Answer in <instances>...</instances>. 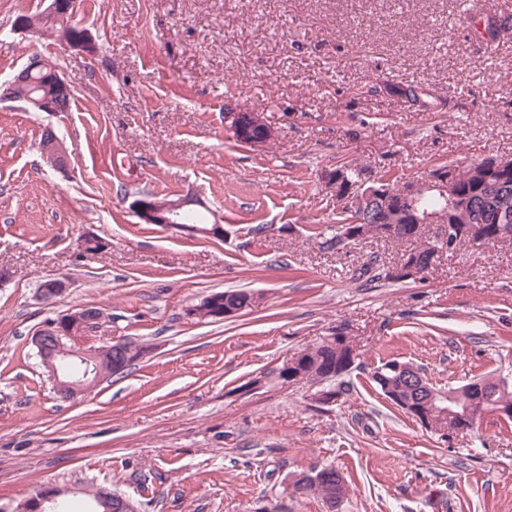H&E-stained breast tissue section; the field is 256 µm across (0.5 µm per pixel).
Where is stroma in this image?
<instances>
[{
	"label": "stroma",
	"instance_id": "stroma-1",
	"mask_svg": "<svg viewBox=\"0 0 512 512\" xmlns=\"http://www.w3.org/2000/svg\"><path fill=\"white\" fill-rule=\"evenodd\" d=\"M43 0H0V83L28 56L69 82L68 111L0 102V508L45 485L106 486L140 512H328L290 479L339 470L340 512H512V422L474 434L425 429L371 381L380 362L422 367L437 387L491 375L512 385V241L441 253L426 279L364 282L404 244L320 250L313 232L340 205L325 176L368 167L401 183L437 166L512 158V0H82L88 57L13 32ZM425 90L420 111L393 89ZM277 133L256 151L226 109ZM72 159L40 157L45 129ZM196 195L223 238L136 217L140 194ZM264 233H255L257 225ZM107 241L96 254L77 239ZM49 278L70 287L52 307ZM258 293L251 312L207 322L188 308L216 291ZM105 309L101 339L148 347L127 373L75 402L56 399L31 343L75 306ZM340 332L355 347L348 395L305 382L241 384Z\"/></svg>",
	"mask_w": 512,
	"mask_h": 512
}]
</instances>
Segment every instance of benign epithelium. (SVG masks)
Wrapping results in <instances>:
<instances>
[{"mask_svg":"<svg viewBox=\"0 0 512 512\" xmlns=\"http://www.w3.org/2000/svg\"><path fill=\"white\" fill-rule=\"evenodd\" d=\"M77 11V0H48L44 14L63 22L74 19ZM62 46L81 54L92 55L96 52L95 38L89 30H84L78 40L61 39ZM43 67V56L31 55L22 69L11 80L0 83V102L17 101L15 88L23 79ZM53 93L39 98H30L31 108L36 112H66L67 104L73 91L71 85L60 72H55L51 79ZM226 127L233 137L250 147L261 150L267 147L276 137L273 128L266 125L259 112H241L230 110L225 120ZM42 156L56 169L67 170L72 161L62 140L52 129L48 130L40 145ZM512 171V160L494 158L484 166L472 172V176L505 194L511 183L507 182V174ZM457 178L452 170H439L426 179L405 181L396 188H391L381 179H369L354 185L347 184L341 176L328 178V188L336 196L341 205L354 214L371 216L370 223L378 226L381 234H394L392 223L402 216L396 207L390 209V197L395 195L403 202H410L428 189H437L448 197L449 206L457 204L461 197L456 187ZM202 205L193 195H185L171 202H159L150 195H141L134 200L132 206L137 217L143 224H155L165 229H174L185 234H203L209 237L224 236V225L213 224L201 227L186 224L182 214L186 208ZM418 224L432 226L441 233L440 247L428 252L423 262L403 261L391 267L393 276L401 280H419L435 265L438 254L444 250L453 251L457 243L458 225L448 223V211L436 212L424 217H414ZM77 244L82 250L92 249L99 252L108 243L92 231H83ZM69 288V282L62 279H49L39 290V298L46 304H54ZM210 316L229 318L241 311V308L229 306L222 297H210ZM106 313L92 310L85 306L75 307L59 315L32 336L33 344L39 349V356L54 382V391L66 400H76L94 390L101 382L108 379L104 367L112 369L117 375L127 369L129 357L133 353L129 342L114 340L100 346L78 343L73 335V328L78 326L84 334L92 333L104 320ZM301 355L296 353L287 357L279 367L281 382L293 385L300 381L303 371ZM392 378L387 382L386 391L399 399L405 410L426 429L442 434L455 432V428L488 413L500 418L512 416V405L498 404L488 406L474 396L475 388L468 390L458 388L449 392L435 391L425 382H420L422 392L428 395L426 400L407 399L402 394V386H411L419 377L412 364L395 363L389 367ZM65 492L52 486H43L34 495L22 501L12 512H59Z\"/></svg>","mask_w":512,"mask_h":512,"instance_id":"obj_1","label":"benign epithelium"}]
</instances>
